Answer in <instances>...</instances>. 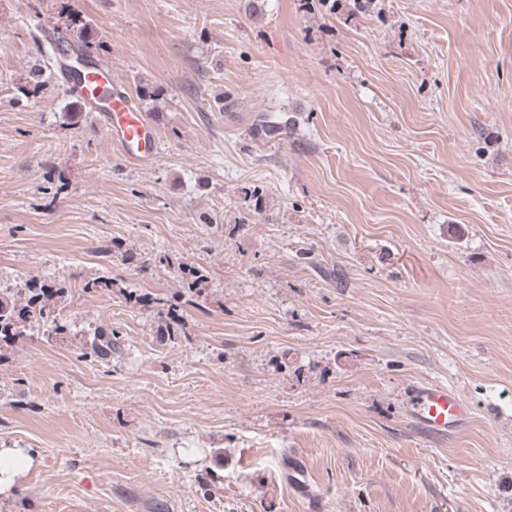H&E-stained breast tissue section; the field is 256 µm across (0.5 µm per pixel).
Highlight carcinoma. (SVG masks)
Here are the masks:
<instances>
[{
  "label": "carcinoma",
  "instance_id": "carcinoma-1",
  "mask_svg": "<svg viewBox=\"0 0 512 512\" xmlns=\"http://www.w3.org/2000/svg\"><path fill=\"white\" fill-rule=\"evenodd\" d=\"M56 285L25 275L17 288H0V349L21 341L33 325H47V339L71 335V324L55 305ZM112 337L95 334L83 343V356L101 358L112 354Z\"/></svg>",
  "mask_w": 512,
  "mask_h": 512
}]
</instances>
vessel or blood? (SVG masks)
Masks as SVG:
<instances>
[{"instance_id": "1", "label": "vessel or blood", "mask_w": 512, "mask_h": 512, "mask_svg": "<svg viewBox=\"0 0 512 512\" xmlns=\"http://www.w3.org/2000/svg\"><path fill=\"white\" fill-rule=\"evenodd\" d=\"M54 74L58 80L77 86L84 106L98 113L109 138L126 157L142 161L156 155L155 128L113 77L110 64L96 59L75 72L63 60ZM415 413L427 429L444 432L462 422L468 408L447 388L429 385L419 391Z\"/></svg>"}]
</instances>
